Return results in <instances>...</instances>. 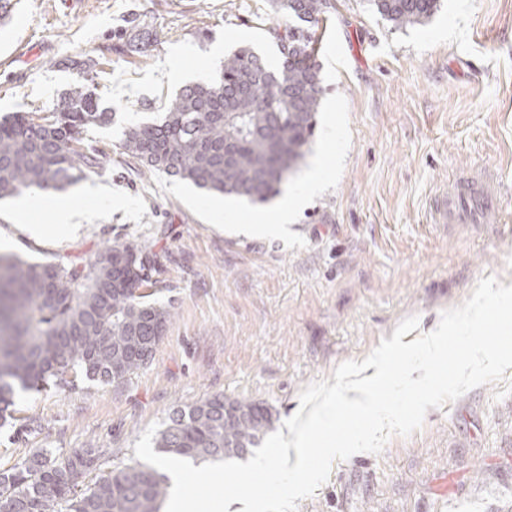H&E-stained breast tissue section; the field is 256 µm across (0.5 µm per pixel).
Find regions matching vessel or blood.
Segmentation results:
<instances>
[{
	"mask_svg": "<svg viewBox=\"0 0 512 512\" xmlns=\"http://www.w3.org/2000/svg\"><path fill=\"white\" fill-rule=\"evenodd\" d=\"M497 208V200L488 192L485 181L462 177L454 195L435 199L431 213L438 224H482Z\"/></svg>",
	"mask_w": 512,
	"mask_h": 512,
	"instance_id": "obj_1",
	"label": "vessel or blood"
}]
</instances>
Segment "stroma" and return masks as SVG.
Returning <instances> with one entry per match:
<instances>
[{"instance_id":"stroma-1","label":"stroma","mask_w":512,"mask_h":512,"mask_svg":"<svg viewBox=\"0 0 512 512\" xmlns=\"http://www.w3.org/2000/svg\"><path fill=\"white\" fill-rule=\"evenodd\" d=\"M331 2L304 162L332 177L283 239L242 230L275 201L136 170L120 148L126 126L161 119L182 86L218 73L215 45L277 55L271 28L286 19L269 0H16L0 21V116L56 107L77 78L64 62L82 53L105 60L95 93L115 115L82 136L98 172L50 194L90 223L58 238L49 209L25 219L1 201L6 253L67 266L116 239L149 246L159 271L143 290L172 314L151 362L123 383L19 393L17 424L0 427V466L33 448H99L105 472L134 463L148 426L213 394L267 406L283 426L307 385L363 360L406 317L428 333L480 279L512 280V0H440L425 23L400 29L368 0ZM487 171L499 201L488 223H433L435 196ZM90 184L111 200L90 197ZM31 415L40 427L23 428ZM297 512H512V368L429 409L381 453L334 462Z\"/></svg>"}]
</instances>
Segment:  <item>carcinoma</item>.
I'll list each match as a JSON object with an SVG mask.
<instances>
[{"instance_id": "cac0c4a2", "label": "carcinoma", "mask_w": 512, "mask_h": 512, "mask_svg": "<svg viewBox=\"0 0 512 512\" xmlns=\"http://www.w3.org/2000/svg\"><path fill=\"white\" fill-rule=\"evenodd\" d=\"M277 15L305 26H276L280 61L271 66L241 49L224 57L219 77L186 85L159 122L128 127L123 153L199 189L266 202L305 158L322 93L314 27L330 0H270ZM403 28L422 24L439 0H368ZM78 79L45 115L0 119V199L26 190H64L100 167L80 147L82 133L106 125L93 80L98 62L70 60ZM154 255L114 241L83 266L28 262L0 255V419L16 392L59 389L80 375L118 383L147 365L171 312L139 292L151 282ZM269 407L222 394L173 409L155 438L164 454L194 460L242 457L273 429ZM103 453L57 454L35 448L0 468L5 512H160L168 477L141 462L102 474L82 490L78 479L99 469Z\"/></svg>"}]
</instances>
